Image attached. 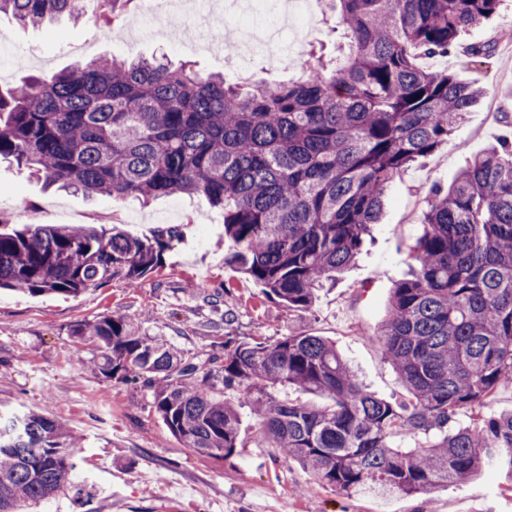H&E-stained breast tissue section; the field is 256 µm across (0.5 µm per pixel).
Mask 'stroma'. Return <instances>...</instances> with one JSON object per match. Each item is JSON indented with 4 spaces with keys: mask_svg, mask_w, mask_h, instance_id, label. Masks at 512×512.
<instances>
[{
    "mask_svg": "<svg viewBox=\"0 0 512 512\" xmlns=\"http://www.w3.org/2000/svg\"><path fill=\"white\" fill-rule=\"evenodd\" d=\"M315 30L304 52L272 67L262 55L203 51L205 41L228 43L223 0H191L181 11L158 0H138L111 36L88 15L40 27L0 16V88L23 77L58 72L101 56L166 55L204 74L243 85L298 76L306 57L329 61L345 38L320 0H312ZM512 0L463 33L454 49L421 63L478 83L486 96L434 153L420 158L392 183L383 212L360 253L336 281L319 291L311 311L288 310L260 286L224 263L229 242L221 212L200 198L174 194L145 204L46 186L0 160V232L26 224L120 225L135 237L181 228L162 268L138 286L112 281L79 297L0 291V408L33 410L64 423L83 439L73 487L25 512H512V489L492 471L460 485L415 496L346 498L316 484L294 462L279 459L260 435L249 407H241L243 448L218 459L184 447L153 406L150 388L107 378L85 360L71 328L109 314L134 316L148 334L206 360L225 337L274 340L312 334L334 341L366 389L388 401L405 391L380 353L376 332L386 318L395 284L410 274L411 247L423 230L424 193L450 185L475 155L512 141ZM490 45L489 55L468 47Z\"/></svg>",
    "mask_w": 512,
    "mask_h": 512,
    "instance_id": "35a3bbf8",
    "label": "stroma"
}]
</instances>
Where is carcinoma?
<instances>
[{
  "instance_id": "obj_1",
  "label": "carcinoma",
  "mask_w": 512,
  "mask_h": 512,
  "mask_svg": "<svg viewBox=\"0 0 512 512\" xmlns=\"http://www.w3.org/2000/svg\"><path fill=\"white\" fill-rule=\"evenodd\" d=\"M133 0H0L25 25L88 12L119 19ZM501 0H327L350 34L332 68L307 63L293 82L248 91L184 65L96 59L0 89V158L88 197H203L224 215V264L269 299L312 308L353 263L395 179L434 152L483 95L475 82L424 70ZM414 270L391 294L377 333L406 391L393 404L364 390L333 342L310 334L227 340L200 363L127 315L73 326L91 364L153 388L169 432L199 453L232 456L237 390L266 443L347 497L424 494L496 470L512 487V411L483 414L512 386V145L473 158L431 187ZM180 233L148 238L93 225L0 232V288L77 297L113 280L139 283ZM293 389L324 404L281 399ZM468 412V421L458 416ZM424 435L404 447L398 437ZM82 439L30 411L0 412V512L73 487Z\"/></svg>"
}]
</instances>
